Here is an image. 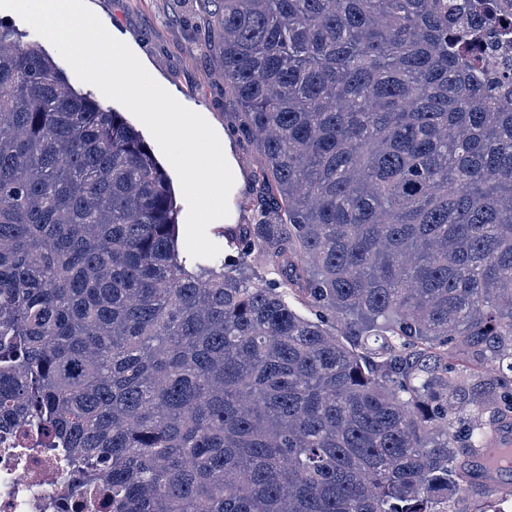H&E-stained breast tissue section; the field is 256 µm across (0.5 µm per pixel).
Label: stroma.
<instances>
[{
  "instance_id": "35a3bbf8",
  "label": "stroma",
  "mask_w": 512,
  "mask_h": 512,
  "mask_svg": "<svg viewBox=\"0 0 512 512\" xmlns=\"http://www.w3.org/2000/svg\"><path fill=\"white\" fill-rule=\"evenodd\" d=\"M108 32L146 59L149 72L182 105L201 114L213 128L232 135L238 178L229 196L230 223L208 228L210 239L228 256L227 233L252 223L243 201L255 198L261 158L238 131L241 107L222 77V35L212 20L217 0H88ZM512 476L493 474L474 481L448 502V512H478L495 502L512 512Z\"/></svg>"
}]
</instances>
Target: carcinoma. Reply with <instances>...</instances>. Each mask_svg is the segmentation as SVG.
<instances>
[{
  "label": "carcinoma",
  "instance_id": "cac0c4a2",
  "mask_svg": "<svg viewBox=\"0 0 512 512\" xmlns=\"http://www.w3.org/2000/svg\"><path fill=\"white\" fill-rule=\"evenodd\" d=\"M218 2L262 163L207 279L139 132L0 25V421L110 512H441L512 430V0Z\"/></svg>",
  "mask_w": 512,
  "mask_h": 512
}]
</instances>
